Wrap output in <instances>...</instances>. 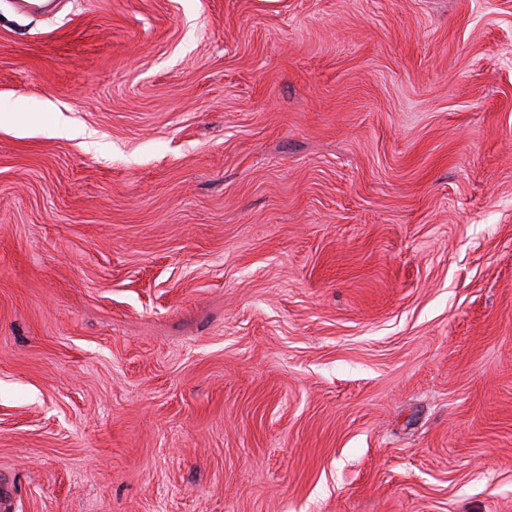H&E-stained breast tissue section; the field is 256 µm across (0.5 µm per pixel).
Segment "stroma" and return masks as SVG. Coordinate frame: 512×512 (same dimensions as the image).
I'll use <instances>...</instances> for the list:
<instances>
[{
    "instance_id": "obj_1",
    "label": "stroma",
    "mask_w": 512,
    "mask_h": 512,
    "mask_svg": "<svg viewBox=\"0 0 512 512\" xmlns=\"http://www.w3.org/2000/svg\"><path fill=\"white\" fill-rule=\"evenodd\" d=\"M1 473L512 512V0H0Z\"/></svg>"
}]
</instances>
